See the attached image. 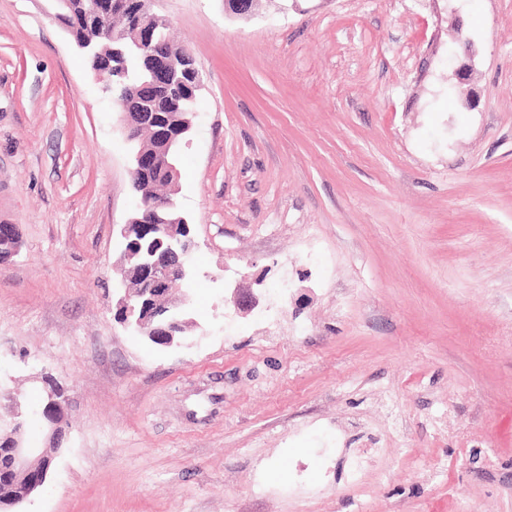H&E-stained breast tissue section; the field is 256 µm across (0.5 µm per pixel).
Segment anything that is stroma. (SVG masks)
<instances>
[{
	"label": "stroma",
	"instance_id": "obj_1",
	"mask_svg": "<svg viewBox=\"0 0 512 512\" xmlns=\"http://www.w3.org/2000/svg\"><path fill=\"white\" fill-rule=\"evenodd\" d=\"M153 9L204 82L174 347L115 318L120 112L0 0V412L68 398L27 512H512V0ZM0 262L6 263L19 252L20 240L15 224H0Z\"/></svg>",
	"mask_w": 512,
	"mask_h": 512
}]
</instances>
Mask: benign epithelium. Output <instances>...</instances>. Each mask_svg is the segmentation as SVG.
Wrapping results in <instances>:
<instances>
[{"label":"benign epithelium","mask_w":512,"mask_h":512,"mask_svg":"<svg viewBox=\"0 0 512 512\" xmlns=\"http://www.w3.org/2000/svg\"><path fill=\"white\" fill-rule=\"evenodd\" d=\"M153 3L154 0H97L87 15L93 21L102 15L110 18L115 12L132 9L145 19H153L156 17ZM151 32L149 24L138 23L125 34L124 39L130 45L143 48L152 42ZM180 57V83L190 90H200L203 80L193 54L182 48ZM149 74L150 84L154 88L167 89L172 84V68L169 60L164 57L153 55ZM112 100L124 115L127 138H138L140 130L146 126L154 128L157 138L161 140L177 138V134L170 129L167 114L134 112L133 103L127 99L114 96ZM144 224L156 226L163 250L144 255L139 251L134 253L129 248L125 249L126 255L137 257L138 262L131 268L123 264L117 270L121 284L126 286L117 301L118 313L126 326L153 337L159 336L171 345L180 323L175 318L169 321L158 320L156 302L163 301L169 310L177 307L170 298L171 288L178 282L190 279L193 274L191 254L194 240L191 224L173 198L144 201L121 228V236L126 244H135L131 236L141 231ZM19 247L16 225L0 224V261L5 263L11 260L18 254ZM44 384L46 404L42 417L50 446L37 447L14 431L7 434L5 448L0 452L7 458L6 467L0 468V510L28 501L44 486L57 447L66 435L67 426L60 418L66 411L64 394L52 381L46 380Z\"/></svg>","instance_id":"1"}]
</instances>
